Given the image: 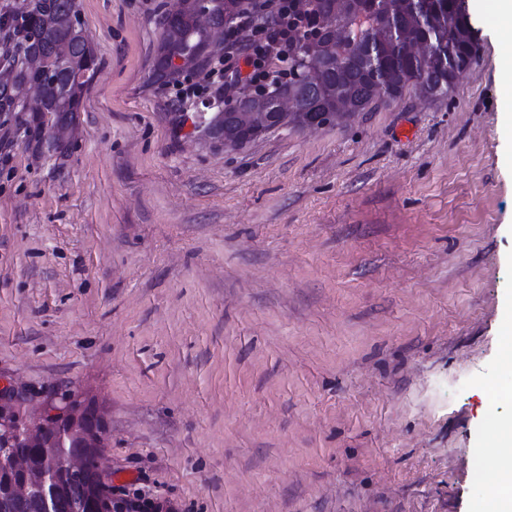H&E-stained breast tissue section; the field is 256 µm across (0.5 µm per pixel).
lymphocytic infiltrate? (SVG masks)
Instances as JSON below:
<instances>
[{
	"mask_svg": "<svg viewBox=\"0 0 512 512\" xmlns=\"http://www.w3.org/2000/svg\"><path fill=\"white\" fill-rule=\"evenodd\" d=\"M305 18L292 0H243L226 31L223 59L199 81L177 88L175 99L188 104L202 93H229L241 83H263L275 64L287 63Z\"/></svg>",
	"mask_w": 512,
	"mask_h": 512,
	"instance_id": "1",
	"label": "lymphocytic infiltrate"
}]
</instances>
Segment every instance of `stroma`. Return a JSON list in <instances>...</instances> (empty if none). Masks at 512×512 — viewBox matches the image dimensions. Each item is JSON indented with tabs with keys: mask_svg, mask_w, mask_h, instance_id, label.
Returning a JSON list of instances; mask_svg holds the SVG:
<instances>
[{
	"mask_svg": "<svg viewBox=\"0 0 512 512\" xmlns=\"http://www.w3.org/2000/svg\"><path fill=\"white\" fill-rule=\"evenodd\" d=\"M174 0H77L100 63L66 150L0 120V382L94 403L112 483L177 512H487L512 417V30L239 150L152 78Z\"/></svg>",
	"mask_w": 512,
	"mask_h": 512,
	"instance_id": "stroma-1",
	"label": "stroma"
}]
</instances>
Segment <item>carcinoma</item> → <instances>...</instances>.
Segmentation results:
<instances>
[{
  "mask_svg": "<svg viewBox=\"0 0 512 512\" xmlns=\"http://www.w3.org/2000/svg\"><path fill=\"white\" fill-rule=\"evenodd\" d=\"M312 16L290 62L288 80L275 84L261 101L259 112H271L269 101L287 96L292 108L275 113L284 127L305 128L324 113L338 117L364 110L374 100H396L413 88L427 98L448 96L459 76L479 60L478 30L473 26L467 0H297ZM241 0H209L208 18L200 14L198 0H179V9L157 19L160 40L153 63V78L162 84L180 81L188 72L202 71L223 55L214 34L234 18ZM80 11L76 0H0V56L7 66L0 69V114H23L28 130L37 134L47 151L60 150L58 143L43 140L45 113L56 124H73L80 111L86 86L95 76L99 62L87 30L74 25ZM181 56L188 65L171 67ZM53 57L59 61L54 75L41 79L32 69L35 61ZM212 107L224 113V137L252 140L263 126H244L237 113L252 111L234 106L224 108V98L215 97ZM50 452L38 448H11L0 442V512H41L40 485L26 482L31 472L57 477L59 512H96L105 504L84 497L80 483L94 480L92 467L80 473L62 469L70 454L91 457L92 449L58 444L54 428L45 430ZM27 463L17 468L11 456ZM27 487L19 496L13 489Z\"/></svg>",
  "mask_w": 512,
  "mask_h": 512,
  "instance_id": "obj_1",
  "label": "carcinoma"
}]
</instances>
